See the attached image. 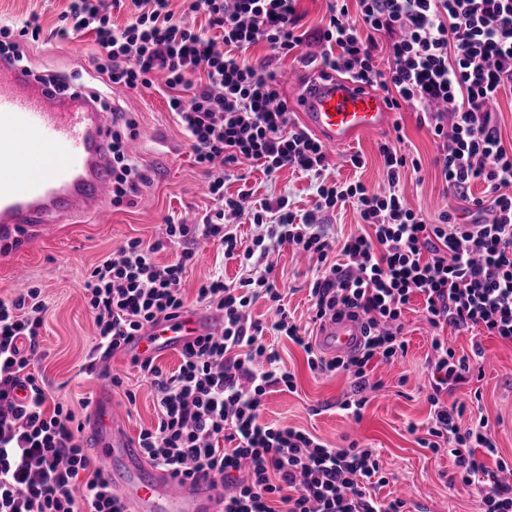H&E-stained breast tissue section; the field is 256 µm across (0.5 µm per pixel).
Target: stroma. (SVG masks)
Returning a JSON list of instances; mask_svg holds the SVG:
<instances>
[{
    "mask_svg": "<svg viewBox=\"0 0 512 512\" xmlns=\"http://www.w3.org/2000/svg\"><path fill=\"white\" fill-rule=\"evenodd\" d=\"M68 0H0V19H26L40 29L38 38L28 39L23 66L33 72L65 75L72 82L89 88L101 87L103 77L92 61L97 53L93 34L59 39L55 33L62 25V14ZM250 63L269 66L277 76L293 74L296 85L281 84L280 90L291 109H298L303 83L313 70L292 58L270 59L260 45L246 53ZM108 96L136 122L140 149L135 158L147 176L132 203L108 206L99 219L64 224L50 235L35 240L29 247L0 251V298L7 299L24 286L41 288L46 306L41 330L36 371L47 392L74 411L76 417L86 412L84 403L93 397L97 374L85 371L84 364L94 344V324L90 314L84 281L88 273L106 257L112 256L127 240L138 238L157 245L155 259L166 264L180 253L179 245L164 239L166 218L201 223L216 203L199 189L207 177L195 161L188 140L168 109L165 97L151 89L132 91L115 85ZM398 129L366 134L348 147L330 149L327 175L338 181H361L374 190L383 189L379 145L403 133L401 149L421 161L420 172H406L402 187L407 205L430 219L443 212L453 213L458 222H470L466 203L456 199L442 182L434 165L437 148L427 127L421 126L410 110L395 113ZM360 154L362 168L349 165L352 154ZM236 175L224 184L226 194L239 188L251 190L254 198L287 196L297 213L311 210L316 189L305 174L285 168L268 177L259 163L245 160L235 169ZM198 259L188 266L183 288L187 307H194L195 291L200 283L222 271L226 282L241 275L237 261L224 259L222 249L213 242L200 244ZM273 275L284 296V303L297 324L310 323V263L291 247L279 248L273 256ZM26 279L17 282V270ZM407 353L391 363L373 361L372 380L377 391L368 393L361 420H353L338 407L345 394L351 392L346 374L331 376L312 373L303 349L287 338L267 333L265 341L274 346L282 368L295 376L296 389L288 392L272 389L264 398L261 416L264 421L304 429L333 446L350 441L377 448L380 462L389 482L378 491L383 499L415 498L435 512H478L479 504L462 486H449L454 467L448 456L434 454L418 443L417 432L425 428L430 416L426 400L430 380L428 361L432 356L433 328L422 312L421 299H413L403 319ZM448 343L457 354L472 352L473 342H481L484 356L480 359V378L458 386L449 400L464 402L467 410L461 419L469 427L476 419L487 418L493 428L499 456L512 463V343L494 336L474 339L472 332L445 327ZM104 369L121 377L134 391L135 404H128L123 391L115 390L114 399L123 407L131 434L151 427L157 421L155 397L148 380L120 355L103 362Z\"/></svg>",
    "mask_w": 512,
    "mask_h": 512,
    "instance_id": "35a3bbf8",
    "label": "stroma"
}]
</instances>
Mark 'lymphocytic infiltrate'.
<instances>
[{
	"label": "lymphocytic infiltrate",
	"instance_id": "1",
	"mask_svg": "<svg viewBox=\"0 0 512 512\" xmlns=\"http://www.w3.org/2000/svg\"><path fill=\"white\" fill-rule=\"evenodd\" d=\"M171 0H69L61 37L94 33L96 70L107 83L131 90L155 87L163 77L170 112L190 142L197 164L211 170L208 192L222 204L199 224L165 221L169 242L181 245L167 265L156 248L133 239L104 260L84 283L96 338L90 358H108L155 319L185 306L183 276L198 241L219 242L225 258L243 270L228 284L223 274L202 283L199 306L213 310L218 333L184 347L177 371L141 363L158 409L157 423L138 441L154 465L185 478L210 475L221 482L223 512H405L402 499H382L385 484L376 449L357 442L337 448L312 433L262 421L273 387L295 391L278 352L263 341L266 330L301 346L310 371L346 373L353 391L341 410L361 419L370 386V363L405 355V311L423 300L432 328L434 378L426 396L434 409L423 447L448 454L454 480L476 494L481 512H512V465L499 459L487 419L461 428L462 402H445L454 385L472 379L483 356H459L440 331L450 326L512 342V150L503 145L492 109L512 88V0H328L323 27L303 29L297 0H187L208 17L197 28L175 18ZM127 8L125 26L114 27V9ZM320 43L319 57L302 51ZM264 44L272 57L298 56L360 87H380L390 110H414L438 145L435 164L447 188L470 202L476 219L437 221L405 203L406 170H420L399 140L380 144L388 187L328 180L327 153L293 120L274 72L246 59ZM387 68H379V54ZM135 124L115 113L112 125V203L134 196L146 175L128 151ZM259 162L267 176L283 168L314 180V209L297 215L287 197L249 200L224 194L226 172L242 160ZM483 183L491 203L473 197ZM356 207L363 230L338 240L325 222L345 204ZM251 218L255 234L243 246L237 233ZM291 246L314 263L310 283L312 322L348 316L361 324L364 342L348 357L322 356L307 329L282 302L268 272L271 255ZM265 272L254 275L256 267ZM265 300L271 325L255 321L251 307ZM45 305L36 288L0 299V512H124L101 470L92 468L81 425L48 395L30 365L39 349ZM27 389L18 401V389ZM231 442V450L220 441ZM494 457L488 467L486 457Z\"/></svg>",
	"mask_w": 512,
	"mask_h": 512
}]
</instances>
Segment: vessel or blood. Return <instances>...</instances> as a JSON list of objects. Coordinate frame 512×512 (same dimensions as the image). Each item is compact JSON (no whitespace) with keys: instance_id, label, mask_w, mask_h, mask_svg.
<instances>
[{"instance_id":"vessel-or-blood-1","label":"vessel or blood","mask_w":512,"mask_h":512,"mask_svg":"<svg viewBox=\"0 0 512 512\" xmlns=\"http://www.w3.org/2000/svg\"><path fill=\"white\" fill-rule=\"evenodd\" d=\"M302 107L308 126L339 147L385 129L392 117L381 95L346 78L315 84ZM112 118L95 92L35 80L13 58L0 57V244L24 245L58 225L104 213L112 191ZM217 324L212 311L182 310L130 337L121 352L132 362L155 359L213 334ZM360 336L358 323L347 318L320 324L321 346L337 356L351 354ZM83 430L125 512H222L212 478L182 479L146 460L125 428L109 377L99 379Z\"/></svg>"}]
</instances>
